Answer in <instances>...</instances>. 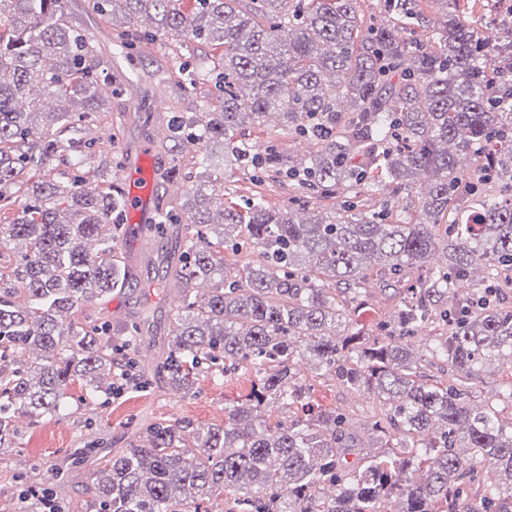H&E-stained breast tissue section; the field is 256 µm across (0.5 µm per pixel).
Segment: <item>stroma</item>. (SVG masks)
Segmentation results:
<instances>
[{
    "instance_id": "1",
    "label": "stroma",
    "mask_w": 512,
    "mask_h": 512,
    "mask_svg": "<svg viewBox=\"0 0 512 512\" xmlns=\"http://www.w3.org/2000/svg\"><path fill=\"white\" fill-rule=\"evenodd\" d=\"M173 63L168 49L160 47L154 57L145 59L139 66L142 95L151 97L154 88L158 87L165 97L163 109L153 112L151 117L127 111L125 93L113 94L111 129L94 126L89 130L90 136L96 137L97 145L95 158L84 167L86 187H101L103 176L98 164L104 158L112 161L113 185L121 186L127 148L151 137L155 128L166 127L172 117L199 112L214 103L215 89L207 81H198L190 93L176 83L155 84L153 73L169 69ZM173 248L171 238L149 235L141 251L143 264L139 276L132 279L120 294L125 314H113L111 301H102L92 307L96 323L111 326L113 335L122 336L130 330L134 315L144 312L148 314L151 325L157 330H164L177 300L167 296L165 289L141 287L140 281L148 276L149 262L160 261ZM396 304V298L382 285L370 284L362 291V306L359 312L353 313L351 324L364 332L379 334L381 325L393 318ZM254 380L255 371L251 368L226 375L220 382L205 375L199 377L193 393L173 399L166 395L164 379L158 375L150 379L143 390L108 397L103 406L94 408L84 405L85 390L80 383H73L69 387V416H46L35 424L21 419L22 434L17 447L0 449V512H13L16 506L22 487L18 473L26 471L38 475L41 481L53 482L51 466L63 456L77 461L76 467L68 474L67 498L73 502L84 501L87 482L79 459L84 454L87 439L96 438L104 447L116 450L124 447L132 432L144 430L157 417L185 419L202 426L223 424L225 404L245 397ZM313 384V400L322 407L345 412L348 431L360 452L369 453L371 424L381 414L382 404L331 381L317 378ZM474 399L481 404L497 406L503 419H511L512 374L499 364L487 365L474 384Z\"/></svg>"
}]
</instances>
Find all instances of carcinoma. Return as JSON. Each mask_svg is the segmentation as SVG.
I'll return each instance as SVG.
<instances>
[{
    "instance_id": "obj_1",
    "label": "carcinoma",
    "mask_w": 512,
    "mask_h": 512,
    "mask_svg": "<svg viewBox=\"0 0 512 512\" xmlns=\"http://www.w3.org/2000/svg\"><path fill=\"white\" fill-rule=\"evenodd\" d=\"M475 2L378 0V23L360 0H89L126 50L162 37L206 46L218 92L217 109L172 118L161 141L172 171L195 146L201 174L164 217L181 249L166 275L183 295L155 373L187 394L199 374L242 364L258 380L222 426L160 419L98 458L76 512H512V421L471 403L485 365L512 370V309L474 305L489 285L512 287V0H497L495 22ZM497 22L496 36L480 33ZM199 69L161 78L193 87ZM101 77L62 0H0V448L19 439L14 414L62 413L76 379L96 406L117 381L116 339L86 308L132 279L123 200L110 181L81 190L75 173L96 143L85 123L112 127ZM272 113L316 148L309 161L245 140ZM217 143L223 161L267 175L240 203L212 176ZM481 169L491 179L466 189ZM281 176L322 199L426 188L415 217L349 203L301 220L266 200ZM226 244L257 260L227 270ZM438 247L443 267L427 264ZM375 272L392 279L397 310L369 336L349 329L346 294ZM422 329L433 345L418 355ZM305 363L382 403L380 452L347 461L346 415L312 405ZM270 402L302 415L273 421Z\"/></svg>"
}]
</instances>
